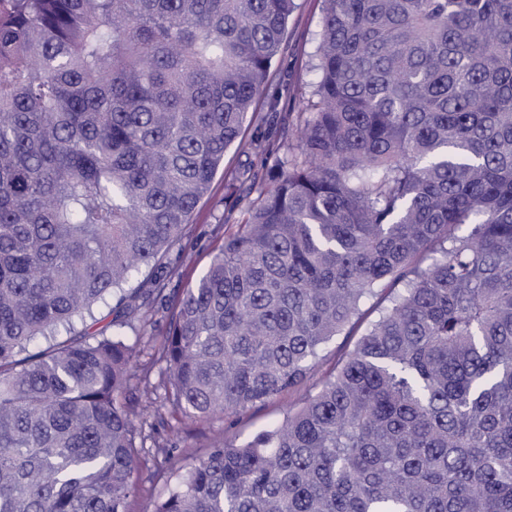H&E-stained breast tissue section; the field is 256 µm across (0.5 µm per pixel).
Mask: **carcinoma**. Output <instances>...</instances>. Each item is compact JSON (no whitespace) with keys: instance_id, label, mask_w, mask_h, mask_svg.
I'll return each instance as SVG.
<instances>
[{"instance_id":"cac0c4a2","label":"carcinoma","mask_w":512,"mask_h":512,"mask_svg":"<svg viewBox=\"0 0 512 512\" xmlns=\"http://www.w3.org/2000/svg\"><path fill=\"white\" fill-rule=\"evenodd\" d=\"M322 3L295 144L250 177L156 355L172 407L209 417L358 338L151 512H512V0ZM296 8L0 0V512H128L133 277L246 147Z\"/></svg>"}]
</instances>
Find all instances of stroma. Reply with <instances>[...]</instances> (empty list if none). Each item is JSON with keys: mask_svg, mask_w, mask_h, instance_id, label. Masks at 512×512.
<instances>
[{"mask_svg": "<svg viewBox=\"0 0 512 512\" xmlns=\"http://www.w3.org/2000/svg\"><path fill=\"white\" fill-rule=\"evenodd\" d=\"M321 20V0H298L282 50L272 63L270 81L256 99V115L244 127L248 137L262 131L267 145L226 151L210 193L193 213L190 234L165 258L172 273L165 279L164 295L151 297L139 319L125 330L126 340L135 345L138 357L121 400L135 414L145 461L136 476L138 492L130 500L129 512H149L153 500L175 483L177 467L196 463L217 443L248 440L316 391L315 381H310L236 414L188 418L174 412L167 399L163 385L165 366L157 362L155 351L167 333L174 298L201 274L221 243L224 221L232 215L233 203L228 199L230 176L243 171L264 176L274 163L269 146L290 140L299 99L315 78L312 64Z\"/></svg>", "mask_w": 512, "mask_h": 512, "instance_id": "obj_1", "label": "stroma"}]
</instances>
